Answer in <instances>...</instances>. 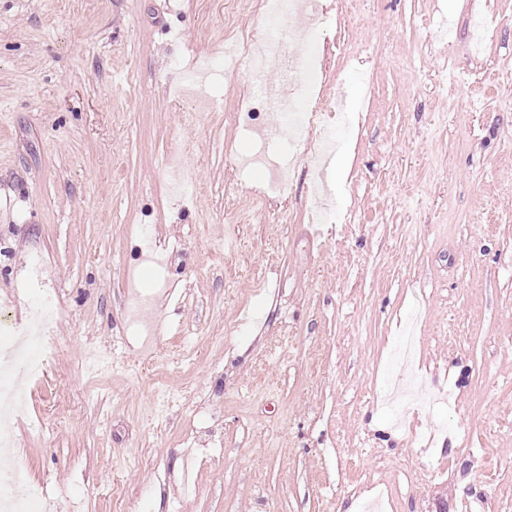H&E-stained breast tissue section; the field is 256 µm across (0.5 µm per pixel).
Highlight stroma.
Wrapping results in <instances>:
<instances>
[{
	"instance_id": "obj_1",
	"label": "stroma",
	"mask_w": 512,
	"mask_h": 512,
	"mask_svg": "<svg viewBox=\"0 0 512 512\" xmlns=\"http://www.w3.org/2000/svg\"><path fill=\"white\" fill-rule=\"evenodd\" d=\"M0 0V328L58 356L0 466L57 512H512V0H326L340 145L237 169L264 0ZM244 54L243 44L239 43L238 46L237 44L229 43L224 47V61L215 64L214 59L203 57L195 69L196 73L200 76L203 85H206L211 81L214 74L223 76V73L234 72L237 69V63Z\"/></svg>"
}]
</instances>
